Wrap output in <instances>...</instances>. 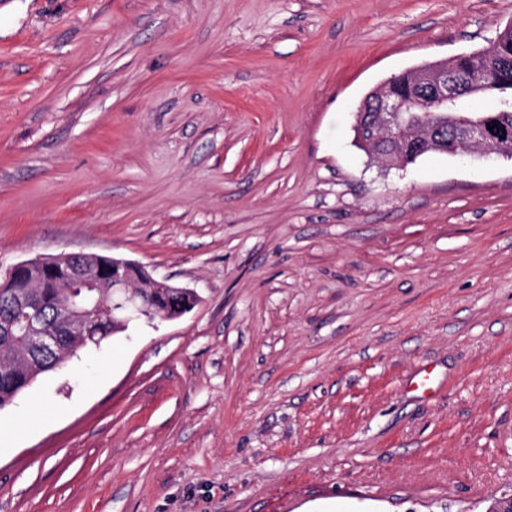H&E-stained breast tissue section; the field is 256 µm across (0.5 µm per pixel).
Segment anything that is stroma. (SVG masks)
Masks as SVG:
<instances>
[{
    "label": "stroma",
    "instance_id": "35a3bbf8",
    "mask_svg": "<svg viewBox=\"0 0 512 512\" xmlns=\"http://www.w3.org/2000/svg\"><path fill=\"white\" fill-rule=\"evenodd\" d=\"M512 0H0V271L193 289L0 411V512H486L512 495V161L355 112ZM429 377L430 392L417 390Z\"/></svg>",
    "mask_w": 512,
    "mask_h": 512
}]
</instances>
